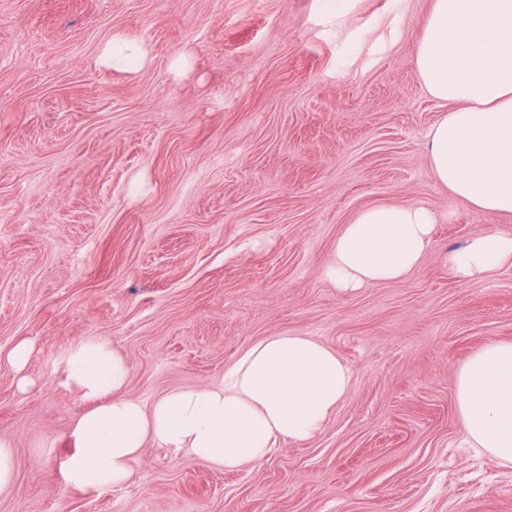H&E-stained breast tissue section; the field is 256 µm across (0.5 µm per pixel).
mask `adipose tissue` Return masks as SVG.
<instances>
[{"label": "adipose tissue", "instance_id": "obj_1", "mask_svg": "<svg viewBox=\"0 0 512 512\" xmlns=\"http://www.w3.org/2000/svg\"><path fill=\"white\" fill-rule=\"evenodd\" d=\"M145 44L122 35L97 64L141 71ZM418 74L449 110L427 149L437 181L481 212L512 214V0H433L415 48ZM437 218L419 203L375 205L343 225L324 277L348 292L404 279L421 262ZM512 263V234L488 231L448 253L472 282ZM68 381L91 406L70 427L67 484L117 487L147 443L234 471L263 461L280 442L321 434L352 386L335 350L310 336L275 334L245 348L220 383L167 392L152 402L125 395L131 366L110 340L90 337L66 354ZM455 403L466 442L512 466V342L491 341L460 368Z\"/></svg>", "mask_w": 512, "mask_h": 512}]
</instances>
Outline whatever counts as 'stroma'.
Wrapping results in <instances>:
<instances>
[{
    "label": "stroma",
    "mask_w": 512,
    "mask_h": 512,
    "mask_svg": "<svg viewBox=\"0 0 512 512\" xmlns=\"http://www.w3.org/2000/svg\"><path fill=\"white\" fill-rule=\"evenodd\" d=\"M430 8L357 0L331 30L316 0H0V512H512V467L468 446L454 397L473 352L512 341V264L464 283L447 262L512 214L433 175ZM117 33L147 69L97 65ZM400 203L438 217L420 265L338 291L321 271L342 226ZM281 333L352 371L320 436L236 472L151 443L122 486L65 483L87 407L69 349L111 340L151 399ZM10 444L0 439V493L8 490L13 481V457Z\"/></svg>",
    "instance_id": "1"
}]
</instances>
